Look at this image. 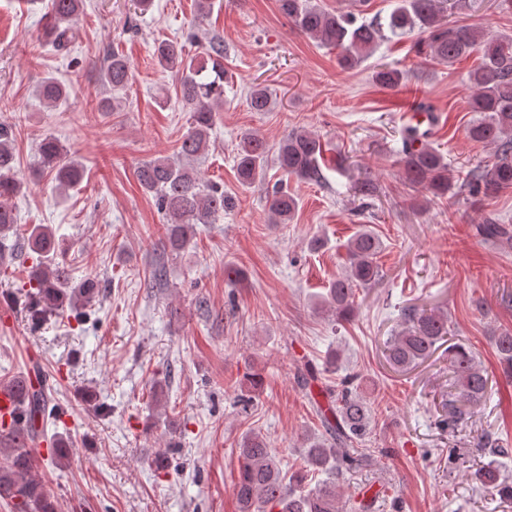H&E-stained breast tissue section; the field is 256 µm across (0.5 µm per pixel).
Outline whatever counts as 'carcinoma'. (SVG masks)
Instances as JSON below:
<instances>
[{
	"instance_id": "obj_1",
	"label": "carcinoma",
	"mask_w": 512,
	"mask_h": 512,
	"mask_svg": "<svg viewBox=\"0 0 512 512\" xmlns=\"http://www.w3.org/2000/svg\"><path fill=\"white\" fill-rule=\"evenodd\" d=\"M449 0H395L388 18L359 20L354 10H329L308 0H277L281 15L318 45L339 50L338 63L353 69L370 58L384 39V31L394 37L417 32L418 53L448 65L479 54L480 63L469 72L470 111L478 114L467 128L468 136L494 149L493 161L467 174L460 190L470 195H495L512 190V39L487 35L484 31L452 24L448 20ZM84 0H51V10L37 35L62 53L76 39V22L83 12ZM157 65L177 76L176 95L190 112V122L177 157H157L142 163L136 171L139 185L153 194L168 224L167 247L175 254L186 251L198 224H211L232 206L224 189L204 180L196 169L185 164L209 151L215 114L224 110V38L211 35L199 55L185 53V44L163 40L154 44ZM131 63L118 51H112L100 67L102 85L114 91L127 86ZM408 79V73L396 63L376 66L374 80L394 89ZM36 94L48 108L69 97V89L47 77ZM270 94L262 86L251 89L248 105L254 112H266ZM428 133L408 125L402 131L398 150L402 177L412 188L441 199L452 193L453 181L448 162L427 142ZM326 146L320 136L301 129L287 134L278 144L275 163L289 176L321 183ZM40 167L54 173L58 188L68 191L84 178V169L64 156L58 140L45 136L38 147ZM16 156L13 131L0 124V262L30 250L39 257L31 267L29 289L24 294L27 318L40 323L64 308L80 310L99 299V283L85 278L76 283L62 260L56 232L47 224L32 227L23 244L8 245V234L17 224L12 203L21 188L15 176ZM236 171L243 185H251L264 174L268 148L263 138L245 134L237 145ZM299 202L281 187L267 198L271 224H289L295 218ZM477 231L485 239L504 246L512 244V225L488 217ZM382 251L378 235L368 228L355 233L347 245L346 274L316 296V309L336 323L354 317V290L369 287L381 279L377 258ZM400 331L389 337L384 353L387 363L405 371L431 357L451 335L448 315L433 309L407 308ZM492 341L503 370L512 375V330L492 332ZM29 387L25 378L14 377L5 386L16 390L19 426L0 429V499L13 504L15 512H57V504L46 486L31 475L34 460L30 448L45 437L48 425L57 424L64 409L54 400L50 387L37 381ZM361 376L350 372L333 384L321 383V399H313L323 432L307 438L303 468L286 476L265 435L250 431L238 442L239 468L232 485L239 512H370L375 499L347 498L340 507L342 490L337 480L344 474L371 468L375 455L366 448L349 444L365 439L372 422L369 401L360 389ZM488 395V378L472 351L463 343L448 347V420L444 425L454 432L468 415L466 405ZM492 459L475 469L471 478L480 486L493 488L500 496L512 499V476L506 472V460L512 446L491 435L483 439ZM324 474L326 478L307 487V477Z\"/></svg>"
}]
</instances>
